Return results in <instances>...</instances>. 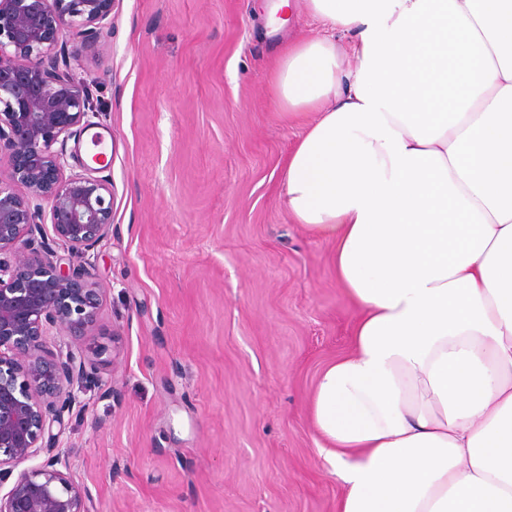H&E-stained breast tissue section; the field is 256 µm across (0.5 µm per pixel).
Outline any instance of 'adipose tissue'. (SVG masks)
Returning <instances> with one entry per match:
<instances>
[{
  "label": "adipose tissue",
  "instance_id": "ef3b65f1",
  "mask_svg": "<svg viewBox=\"0 0 512 512\" xmlns=\"http://www.w3.org/2000/svg\"><path fill=\"white\" fill-rule=\"evenodd\" d=\"M304 5L285 200L361 310L311 398L336 512H512V0Z\"/></svg>",
  "mask_w": 512,
  "mask_h": 512
}]
</instances>
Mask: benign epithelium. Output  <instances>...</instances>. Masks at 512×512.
Wrapping results in <instances>:
<instances>
[{
	"instance_id": "benign-epithelium-1",
	"label": "benign epithelium",
	"mask_w": 512,
	"mask_h": 512,
	"mask_svg": "<svg viewBox=\"0 0 512 512\" xmlns=\"http://www.w3.org/2000/svg\"><path fill=\"white\" fill-rule=\"evenodd\" d=\"M114 0H0V512H90L85 485L67 465L53 425L65 426L76 404L74 384L95 366L81 341L97 325L104 289L89 260L112 232V192L89 171L65 173L67 140L92 126L96 103L75 80L70 60L94 40ZM82 35L68 46L66 34ZM62 149L54 150L55 144ZM49 205L54 239L70 249L54 255L43 233ZM67 337L52 350L50 331ZM44 464L15 471L40 451Z\"/></svg>"
}]
</instances>
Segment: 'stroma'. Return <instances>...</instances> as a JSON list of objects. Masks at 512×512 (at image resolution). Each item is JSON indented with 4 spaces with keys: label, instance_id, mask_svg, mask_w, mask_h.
<instances>
[{
    "label": "stroma",
    "instance_id": "1",
    "mask_svg": "<svg viewBox=\"0 0 512 512\" xmlns=\"http://www.w3.org/2000/svg\"><path fill=\"white\" fill-rule=\"evenodd\" d=\"M271 2L116 0L73 65L112 143L97 379L61 436L91 512H336L343 493L310 399L358 310L285 204L305 126L270 87L283 44L320 27L289 0L267 34Z\"/></svg>",
    "mask_w": 512,
    "mask_h": 512
}]
</instances>
